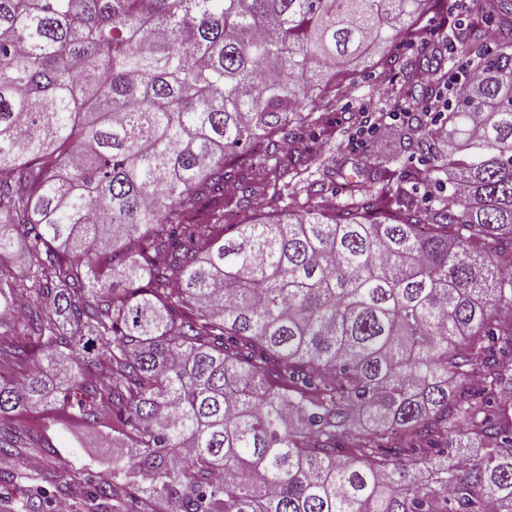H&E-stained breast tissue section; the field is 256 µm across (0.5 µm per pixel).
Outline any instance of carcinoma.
I'll use <instances>...</instances> for the list:
<instances>
[{
  "label": "carcinoma",
  "instance_id": "carcinoma-1",
  "mask_svg": "<svg viewBox=\"0 0 512 512\" xmlns=\"http://www.w3.org/2000/svg\"><path fill=\"white\" fill-rule=\"evenodd\" d=\"M440 3L0 0V421H111L91 512H512V0L382 63L385 216L320 204L317 111Z\"/></svg>",
  "mask_w": 512,
  "mask_h": 512
}]
</instances>
